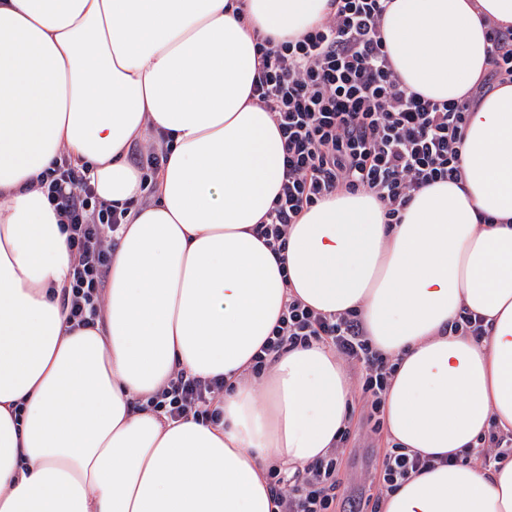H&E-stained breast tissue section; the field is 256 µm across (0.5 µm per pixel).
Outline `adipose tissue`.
Here are the masks:
<instances>
[{"label":"adipose tissue","instance_id":"adipose-tissue-1","mask_svg":"<svg viewBox=\"0 0 512 512\" xmlns=\"http://www.w3.org/2000/svg\"><path fill=\"white\" fill-rule=\"evenodd\" d=\"M243 16H236V7ZM327 0H0V512H272L269 465L324 456L354 385L316 342L252 371L289 297L358 311L394 366L385 435L432 469L382 512H512V457L459 460L512 431V82L471 109L461 178L417 192L401 223L342 191L288 229L284 260L254 234L283 180V144L251 96L257 37H298ZM512 0H391L380 29L413 91L468 95L486 22ZM166 153L152 195L133 143ZM67 157L127 204L103 320L61 304L74 262L40 174ZM487 223H480V216ZM483 317L474 338L449 331ZM224 381L219 422H172L147 399L178 371Z\"/></svg>","mask_w":512,"mask_h":512}]
</instances>
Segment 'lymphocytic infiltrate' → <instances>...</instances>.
Here are the masks:
<instances>
[{
    "label": "lymphocytic infiltrate",
    "instance_id": "1",
    "mask_svg": "<svg viewBox=\"0 0 512 512\" xmlns=\"http://www.w3.org/2000/svg\"><path fill=\"white\" fill-rule=\"evenodd\" d=\"M328 6L322 21L299 37H264L256 43L259 66L252 95L276 123L284 150L282 193L256 233L277 255L285 252L288 229L303 210L336 191L373 194L387 222L397 224L417 191L458 179V145L476 103L472 96L438 102L405 86L381 36L388 0H329ZM489 41L487 72L478 86L482 92L512 82V29H491ZM40 186L61 218L74 257L64 307L75 326L93 325L127 211L99 201L89 179L64 158L43 173ZM285 307L254 357L255 370L280 351L326 341L360 366L367 417L380 424L392 368L373 348L359 315L318 313L293 297ZM223 390V380L181 371L147 406L174 421L190 417L215 423ZM431 466V459L394 445L385 450L375 478L389 491ZM266 478L277 512H335L341 496L333 452L292 472L269 466Z\"/></svg>",
    "mask_w": 512,
    "mask_h": 512
}]
</instances>
